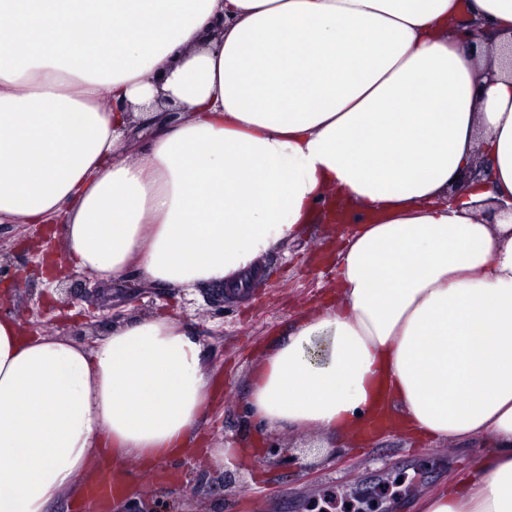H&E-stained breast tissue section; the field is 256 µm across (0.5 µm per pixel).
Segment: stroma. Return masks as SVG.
<instances>
[{
    "label": "stroma",
    "mask_w": 512,
    "mask_h": 512,
    "mask_svg": "<svg viewBox=\"0 0 512 512\" xmlns=\"http://www.w3.org/2000/svg\"><path fill=\"white\" fill-rule=\"evenodd\" d=\"M342 234L338 225L313 224L287 253L262 258L264 276L242 299L213 302L212 292L192 295L150 289L122 292L74 273L68 291L45 282L41 267L46 255L64 261L62 231L57 224H0V255L11 258L18 280L1 286L11 299L0 310L16 317L24 330L70 337L86 346L105 335L113 322L133 313L162 312L180 318L205 345L216 399L201 429L208 447L228 440L249 441L262 429L246 405V381L269 341L299 315L337 299L336 267ZM98 290L97 299L69 303V292ZM281 452L278 462L256 457L223 491L224 471L185 457L169 479L145 484L143 470L131 469L132 489L151 505L170 504L177 512H341L340 503H354L356 493L383 482H398L400 512H413L418 494L453 476L474 471L483 446L468 452L453 446L420 445L386 430L375 440L351 448L342 443L326 448L312 434L275 431Z\"/></svg>",
    "instance_id": "stroma-1"
}]
</instances>
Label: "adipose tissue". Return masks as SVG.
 I'll list each match as a JSON object with an SVG mask.
<instances>
[{"mask_svg":"<svg viewBox=\"0 0 512 512\" xmlns=\"http://www.w3.org/2000/svg\"><path fill=\"white\" fill-rule=\"evenodd\" d=\"M337 220L341 299L267 346L251 414L491 438L414 507L512 512V0H0V224L63 222L101 282L240 297ZM212 400L175 317L89 348L0 315V512L184 455Z\"/></svg>","mask_w":512,"mask_h":512,"instance_id":"1","label":"adipose tissue"}]
</instances>
